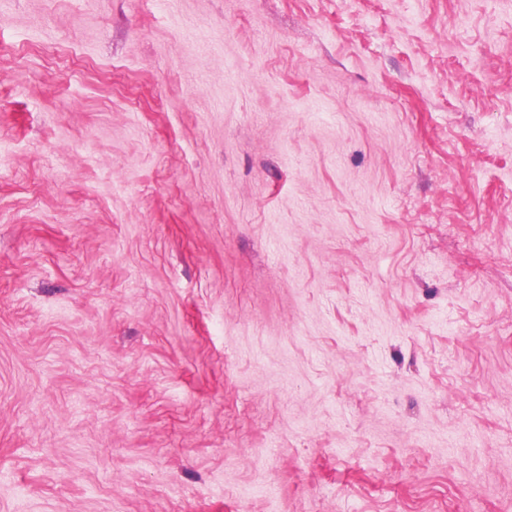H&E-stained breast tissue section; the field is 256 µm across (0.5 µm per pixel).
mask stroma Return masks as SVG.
Returning a JSON list of instances; mask_svg holds the SVG:
<instances>
[{
	"label": "stroma",
	"instance_id": "obj_1",
	"mask_svg": "<svg viewBox=\"0 0 512 512\" xmlns=\"http://www.w3.org/2000/svg\"><path fill=\"white\" fill-rule=\"evenodd\" d=\"M0 512H512V0H0Z\"/></svg>",
	"mask_w": 512,
	"mask_h": 512
}]
</instances>
